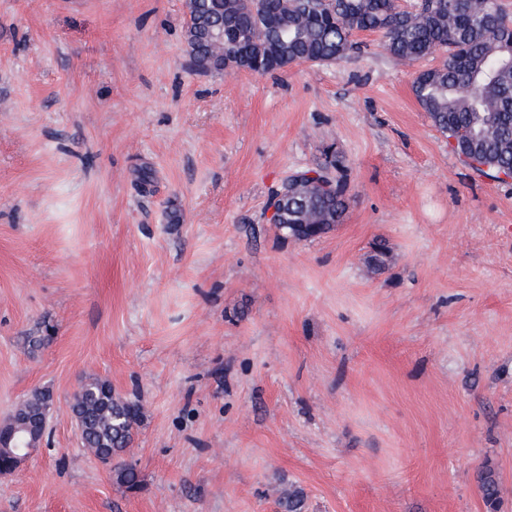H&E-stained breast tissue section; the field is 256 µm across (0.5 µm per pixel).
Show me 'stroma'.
I'll use <instances>...</instances> for the list:
<instances>
[{
	"instance_id": "1",
	"label": "stroma",
	"mask_w": 512,
	"mask_h": 512,
	"mask_svg": "<svg viewBox=\"0 0 512 512\" xmlns=\"http://www.w3.org/2000/svg\"><path fill=\"white\" fill-rule=\"evenodd\" d=\"M186 18L0 0V423L52 403L0 512H512V178L419 106L433 59L200 74ZM332 160L342 223L281 238L270 188ZM89 376L141 406L137 488L81 445Z\"/></svg>"
}]
</instances>
